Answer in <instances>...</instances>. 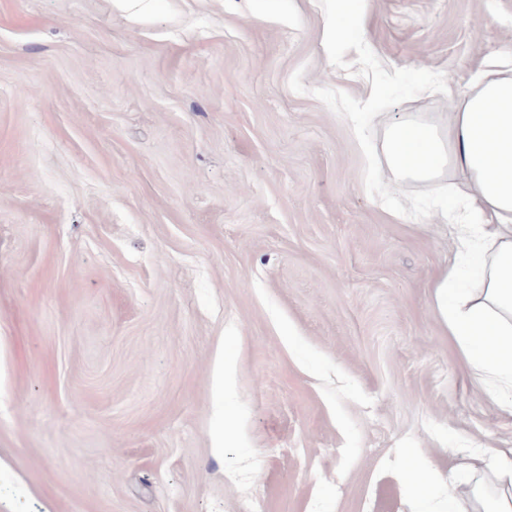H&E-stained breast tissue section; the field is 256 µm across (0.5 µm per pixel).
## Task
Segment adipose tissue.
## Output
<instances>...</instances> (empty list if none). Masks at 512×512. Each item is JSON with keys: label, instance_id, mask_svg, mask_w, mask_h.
Instances as JSON below:
<instances>
[{"label": "adipose tissue", "instance_id": "adipose-tissue-1", "mask_svg": "<svg viewBox=\"0 0 512 512\" xmlns=\"http://www.w3.org/2000/svg\"><path fill=\"white\" fill-rule=\"evenodd\" d=\"M384 152L395 180L439 189L462 179L458 205L435 221L451 226L457 255L482 253L484 270L460 291L448 266L431 282V298L473 374L512 413V63L485 62L448 123L409 115L389 125ZM473 457V484L455 497L456 512H512V451L483 446Z\"/></svg>", "mask_w": 512, "mask_h": 512}]
</instances>
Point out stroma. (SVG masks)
Wrapping results in <instances>:
<instances>
[{
  "label": "stroma",
  "instance_id": "obj_1",
  "mask_svg": "<svg viewBox=\"0 0 512 512\" xmlns=\"http://www.w3.org/2000/svg\"><path fill=\"white\" fill-rule=\"evenodd\" d=\"M363 30L462 94L512 0H366ZM323 38L318 0H0V512H448L452 449H512L430 298L450 235L369 197L311 94H371Z\"/></svg>",
  "mask_w": 512,
  "mask_h": 512
}]
</instances>
